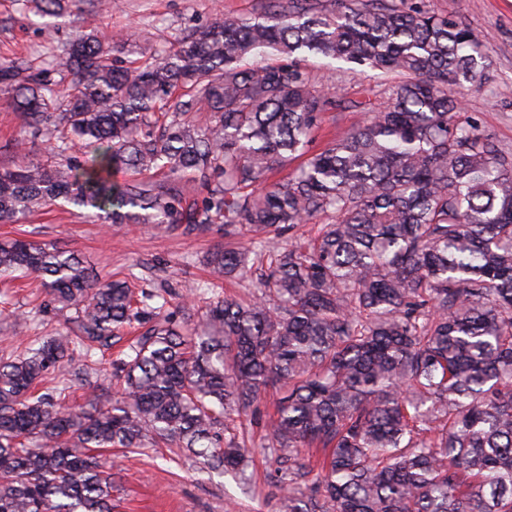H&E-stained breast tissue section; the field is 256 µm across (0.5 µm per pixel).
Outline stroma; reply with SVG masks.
Listing matches in <instances>:
<instances>
[{
    "label": "stroma",
    "instance_id": "1",
    "mask_svg": "<svg viewBox=\"0 0 512 512\" xmlns=\"http://www.w3.org/2000/svg\"><path fill=\"white\" fill-rule=\"evenodd\" d=\"M261 3L112 0L111 11L98 12L83 4L70 23L48 30L40 17L16 0H0V61L34 58L43 47L61 45L92 28L122 34L123 58L135 59L155 48L172 47L181 33L193 27L227 16L255 14ZM421 5L430 13L469 26L482 37L490 67L480 86L463 89L464 110L499 149L512 156V0H421ZM305 67L316 86L332 88L345 103L344 108L329 113L315 132L314 148L365 121L387 102L390 81L377 72L354 71L318 59L308 60ZM47 157L46 137L31 136L21 113L11 101L0 98V169L22 160L41 163ZM19 232L28 240L50 242L78 253L102 275L122 274L129 264H136L139 289L181 306L182 317L193 323L198 320L197 305L186 300L188 289L210 286L217 293L243 300L255 294L245 283L211 285L203 257L224 243L223 231L216 228L184 235L163 226L103 223L88 217L86 210L53 206L22 217L19 223L0 224V240ZM72 317V312L50 304L35 279L0 283V357L27 354L37 341L69 327ZM134 334V329H125L112 348L98 352L101 375L93 374L83 381L75 374L85 356L82 349H75L64 370L49 376V386H67V400L72 404L84 403L93 392L111 396L112 387L104 372L120 358ZM226 424L229 435L244 440L252 450L241 476L200 471L194 457L175 447L107 451L119 482L116 512H281L283 492L268 479L271 463L259 449L263 427H241L234 415Z\"/></svg>",
    "mask_w": 512,
    "mask_h": 512
}]
</instances>
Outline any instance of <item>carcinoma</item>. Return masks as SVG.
Here are the masks:
<instances>
[{
    "mask_svg": "<svg viewBox=\"0 0 512 512\" xmlns=\"http://www.w3.org/2000/svg\"><path fill=\"white\" fill-rule=\"evenodd\" d=\"M23 2L59 20L78 0ZM176 42L123 61L114 36L85 32L56 61L63 87L56 66L0 62V93L55 134L54 161L0 171V223L60 201L114 224H222L241 242L205 263L257 297L211 300L194 328L152 321L114 363L112 405L92 394L72 408L36 387L75 345L144 324L136 265L114 279L54 244L1 241L0 277L39 278L75 317L0 358V512H113L112 448L163 442L203 471L235 469L245 449L224 418L253 415L272 389L263 448L288 451L284 512H512V160L456 91L487 68L479 35L415 0H264ZM310 56L403 80L315 149L337 103L302 68ZM116 168L131 178L113 182ZM318 215L316 236L269 246Z\"/></svg>",
    "mask_w": 512,
    "mask_h": 512,
    "instance_id": "carcinoma-1",
    "label": "carcinoma"
}]
</instances>
